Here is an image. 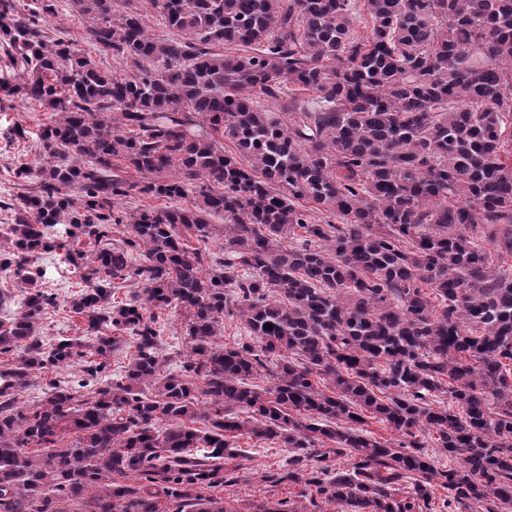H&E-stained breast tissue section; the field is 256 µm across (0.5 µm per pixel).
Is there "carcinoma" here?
Instances as JSON below:
<instances>
[{
    "instance_id": "obj_1",
    "label": "carcinoma",
    "mask_w": 512,
    "mask_h": 512,
    "mask_svg": "<svg viewBox=\"0 0 512 512\" xmlns=\"http://www.w3.org/2000/svg\"><path fill=\"white\" fill-rule=\"evenodd\" d=\"M153 5L179 37L150 36L131 0H69L83 40L125 63L117 78L45 34L56 0H0L11 91L59 112L41 166L15 165L35 184L0 232V271L26 285L0 321V512H232L202 488L224 484L244 433L298 449L271 483L349 512H435L437 487L450 512H512V0H366L365 35L350 0ZM283 95L285 120L262 105ZM135 188L190 204L114 215ZM211 216L220 256L188 243L216 233ZM63 248L84 270L82 371L98 379L120 334L135 351L92 392L51 378L27 405L34 378L84 357L79 338L37 336L57 296L36 261ZM172 307L187 315L174 371L153 314ZM226 316L253 342L219 345ZM262 373L270 386L249 382Z\"/></svg>"
}]
</instances>
